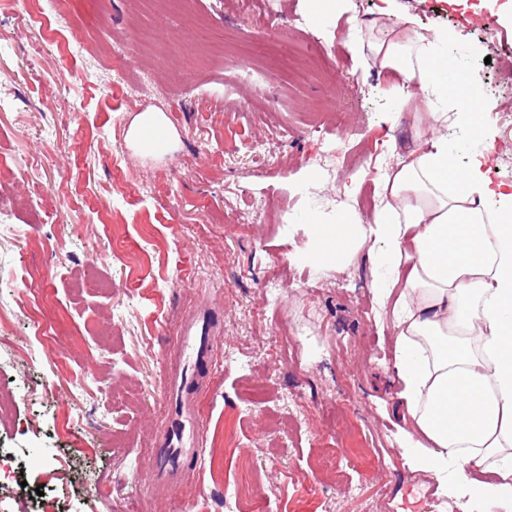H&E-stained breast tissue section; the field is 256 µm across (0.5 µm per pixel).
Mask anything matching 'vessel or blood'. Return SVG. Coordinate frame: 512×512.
Listing matches in <instances>:
<instances>
[{
	"instance_id": "obj_1",
	"label": "vessel or blood",
	"mask_w": 512,
	"mask_h": 512,
	"mask_svg": "<svg viewBox=\"0 0 512 512\" xmlns=\"http://www.w3.org/2000/svg\"><path fill=\"white\" fill-rule=\"evenodd\" d=\"M211 324L199 316L185 326L181 359L200 362L210 353ZM197 380L193 369H179L170 376L167 394L174 414L157 440L156 463L149 471L155 484L175 489L182 485L185 464L201 456V436L194 399Z\"/></svg>"
}]
</instances>
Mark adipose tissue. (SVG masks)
<instances>
[{
  "label": "adipose tissue",
  "mask_w": 512,
  "mask_h": 512,
  "mask_svg": "<svg viewBox=\"0 0 512 512\" xmlns=\"http://www.w3.org/2000/svg\"><path fill=\"white\" fill-rule=\"evenodd\" d=\"M383 2L374 39L351 25L353 50L398 78L405 98L441 92L451 109L424 113L429 147L380 176L369 223L309 225L311 257L342 265L370 242L403 273L394 368L411 445L428 470L454 468L459 486L494 512L512 489V187L490 189L482 157L470 152L474 141L493 145L495 133L472 107L475 82L434 52L447 30L388 24L392 0ZM450 125L461 131L453 151L442 134ZM483 472L498 482L474 481Z\"/></svg>",
  "instance_id": "1"
}]
</instances>
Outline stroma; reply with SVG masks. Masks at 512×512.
I'll return each instance as SVG.
<instances>
[{
  "label": "stroma",
  "mask_w": 512,
  "mask_h": 512,
  "mask_svg": "<svg viewBox=\"0 0 512 512\" xmlns=\"http://www.w3.org/2000/svg\"><path fill=\"white\" fill-rule=\"evenodd\" d=\"M452 34L512 183V0H397ZM0 0V512H483L415 464L395 380L397 289L371 245L308 260L304 219L373 214L377 176L424 150L414 110L308 0ZM499 29L488 38L480 22ZM164 115L158 153L128 140ZM370 157L355 199L350 154ZM202 456L175 491L140 471L173 345L201 309Z\"/></svg>",
  "instance_id": "35a3bbf8"
}]
</instances>
